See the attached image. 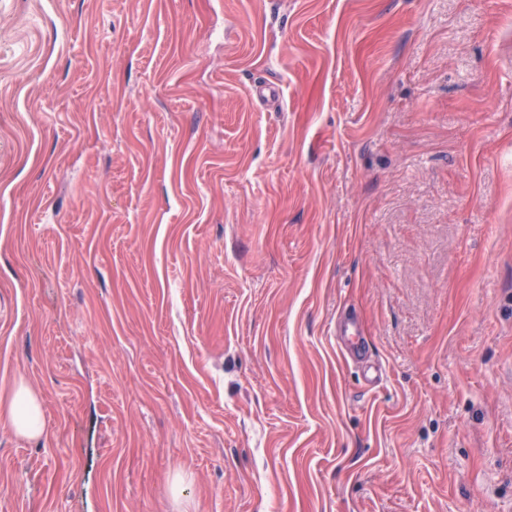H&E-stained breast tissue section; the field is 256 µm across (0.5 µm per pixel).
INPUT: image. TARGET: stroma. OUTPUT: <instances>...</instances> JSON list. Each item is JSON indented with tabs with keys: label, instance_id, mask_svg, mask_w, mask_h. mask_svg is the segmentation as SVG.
<instances>
[{
	"label": "stroma",
	"instance_id": "1",
	"mask_svg": "<svg viewBox=\"0 0 512 512\" xmlns=\"http://www.w3.org/2000/svg\"><path fill=\"white\" fill-rule=\"evenodd\" d=\"M0 512H512V0H0ZM12 431L19 437L37 440L45 431V420L41 401L24 382L16 385L10 398L6 414Z\"/></svg>",
	"mask_w": 512,
	"mask_h": 512
}]
</instances>
